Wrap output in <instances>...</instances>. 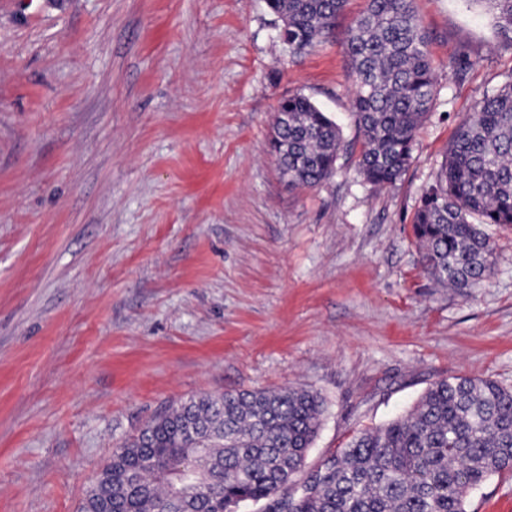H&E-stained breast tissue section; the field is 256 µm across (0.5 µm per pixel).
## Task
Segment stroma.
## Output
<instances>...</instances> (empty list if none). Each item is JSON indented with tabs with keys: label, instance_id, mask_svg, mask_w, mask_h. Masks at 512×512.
Here are the masks:
<instances>
[{
	"label": "stroma",
	"instance_id": "obj_1",
	"mask_svg": "<svg viewBox=\"0 0 512 512\" xmlns=\"http://www.w3.org/2000/svg\"><path fill=\"white\" fill-rule=\"evenodd\" d=\"M416 8L438 93L379 189L356 171L341 43L291 56L265 0H0V512H77L117 446L202 395L317 392L311 468L438 380L512 387V225L488 226L494 270L467 292L412 231L458 122L512 78V40L465 0ZM296 93L342 130L313 188L270 148ZM465 509L512 512V474Z\"/></svg>",
	"mask_w": 512,
	"mask_h": 512
}]
</instances>
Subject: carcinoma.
<instances>
[{
    "instance_id": "obj_1",
    "label": "carcinoma",
    "mask_w": 512,
    "mask_h": 512,
    "mask_svg": "<svg viewBox=\"0 0 512 512\" xmlns=\"http://www.w3.org/2000/svg\"><path fill=\"white\" fill-rule=\"evenodd\" d=\"M288 48L301 54L336 38L347 0H266ZM491 13L512 41V0H466ZM414 0H365L342 46L356 115L357 167L378 187L401 178L437 94L429 37ZM271 139L288 183L330 176L340 130L309 97L282 100ZM512 224V79L485 95L458 124L435 184L413 219L427 271L471 288L493 268L483 225ZM323 399L298 388L202 397L154 417L112 453L78 512H224L229 500L274 504L300 485L291 512H466L471 490L512 471V389L488 378L434 382L405 415L368 428L324 459H306L322 423ZM186 477L173 503L161 473Z\"/></svg>"
}]
</instances>
